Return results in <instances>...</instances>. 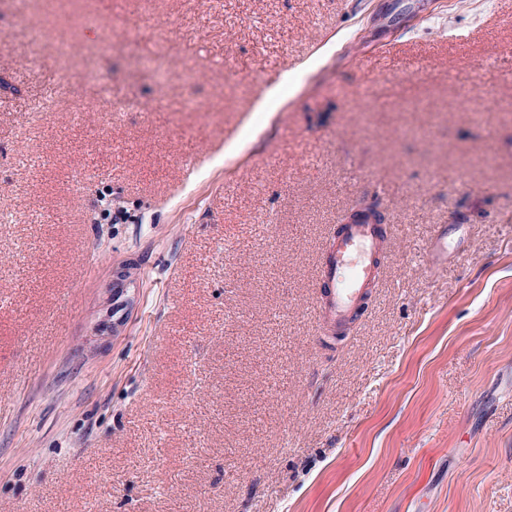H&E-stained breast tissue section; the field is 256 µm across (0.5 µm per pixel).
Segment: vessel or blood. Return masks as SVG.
Returning <instances> with one entry per match:
<instances>
[{
	"instance_id": "obj_1",
	"label": "vessel or blood",
	"mask_w": 512,
	"mask_h": 512,
	"mask_svg": "<svg viewBox=\"0 0 512 512\" xmlns=\"http://www.w3.org/2000/svg\"><path fill=\"white\" fill-rule=\"evenodd\" d=\"M384 238L377 224L358 219L345 226L321 270L325 294L316 307L322 325H346L379 274Z\"/></svg>"
}]
</instances>
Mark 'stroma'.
I'll return each mask as SVG.
<instances>
[{"label":"stroma","mask_w":512,"mask_h":512,"mask_svg":"<svg viewBox=\"0 0 512 512\" xmlns=\"http://www.w3.org/2000/svg\"><path fill=\"white\" fill-rule=\"evenodd\" d=\"M509 46L500 0H0V512H512ZM350 216L342 220V234L330 241L321 270L325 294L317 304L316 318L329 328H340L350 321L378 276L385 253L378 224L367 219L349 224Z\"/></svg>","instance_id":"stroma-1"}]
</instances>
